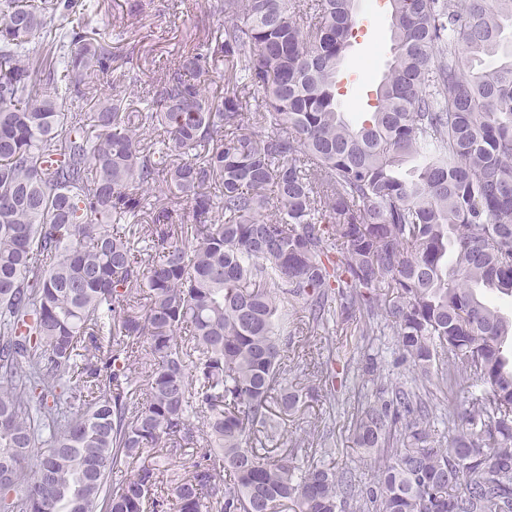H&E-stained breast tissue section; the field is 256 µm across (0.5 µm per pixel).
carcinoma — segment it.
Listing matches in <instances>:
<instances>
[{
  "label": "carcinoma",
  "instance_id": "1",
  "mask_svg": "<svg viewBox=\"0 0 512 512\" xmlns=\"http://www.w3.org/2000/svg\"><path fill=\"white\" fill-rule=\"evenodd\" d=\"M355 2L215 0L223 32L166 65L143 110L93 3L0 0V496L23 491L5 512L162 509L161 457L108 477L166 441L202 446L170 480L176 512H512V317L486 296L512 297V60L483 65L512 0H390L393 61L353 124L336 71ZM160 184L174 201H150ZM297 304L392 329L411 367L389 390L378 375L354 423L372 483L334 448L256 436L278 429L270 403L299 401ZM430 385L464 394L446 435Z\"/></svg>",
  "mask_w": 512,
  "mask_h": 512
}]
</instances>
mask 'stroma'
I'll return each mask as SVG.
<instances>
[{
  "label": "stroma",
  "instance_id": "35a3bbf8",
  "mask_svg": "<svg viewBox=\"0 0 512 512\" xmlns=\"http://www.w3.org/2000/svg\"><path fill=\"white\" fill-rule=\"evenodd\" d=\"M143 9L132 13L130 0H96L93 27L105 40L121 35V51L132 58L139 82L136 91L146 94L162 68L182 51L199 48L206 39L220 34L221 17L209 10L210 0H141ZM389 0H358L355 36L341 65L336 85L337 104L347 120L357 123L375 100L376 88L393 59L389 27ZM296 332L287 348L289 363L302 360L325 361L334 357L337 364H349L352 371L365 374L377 367L392 381L407 377V365L400 363L392 333L376 337L373 342L353 335L352 325L328 327L312 325L307 312L295 307L290 312ZM289 383L304 392L297 410L279 414V431L272 447L285 449L297 440L314 448L318 439L310 434L311 426L332 430L331 444L340 464L351 468L362 480L374 479L372 457L353 442V420L369 402L376 399V387L365 382L358 391L344 387L329 388L320 373L289 372Z\"/></svg>",
  "mask_w": 512,
  "mask_h": 512
}]
</instances>
